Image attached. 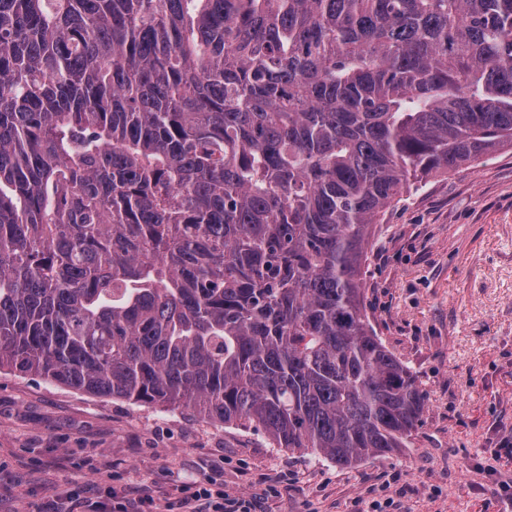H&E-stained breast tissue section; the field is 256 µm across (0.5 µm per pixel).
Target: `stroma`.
Segmentation results:
<instances>
[{"label":"stroma","mask_w":512,"mask_h":512,"mask_svg":"<svg viewBox=\"0 0 512 512\" xmlns=\"http://www.w3.org/2000/svg\"><path fill=\"white\" fill-rule=\"evenodd\" d=\"M368 312L426 403L405 448L350 468L188 409L0 372V512L199 483L241 512H505L479 466L512 442V150L434 180L375 225Z\"/></svg>","instance_id":"stroma-1"}]
</instances>
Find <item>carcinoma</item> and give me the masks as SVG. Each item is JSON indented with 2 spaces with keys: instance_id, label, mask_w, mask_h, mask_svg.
<instances>
[{
  "instance_id": "carcinoma-1",
  "label": "carcinoma",
  "mask_w": 512,
  "mask_h": 512,
  "mask_svg": "<svg viewBox=\"0 0 512 512\" xmlns=\"http://www.w3.org/2000/svg\"><path fill=\"white\" fill-rule=\"evenodd\" d=\"M507 146L512 0H0V370L392 454L373 227Z\"/></svg>"
}]
</instances>
